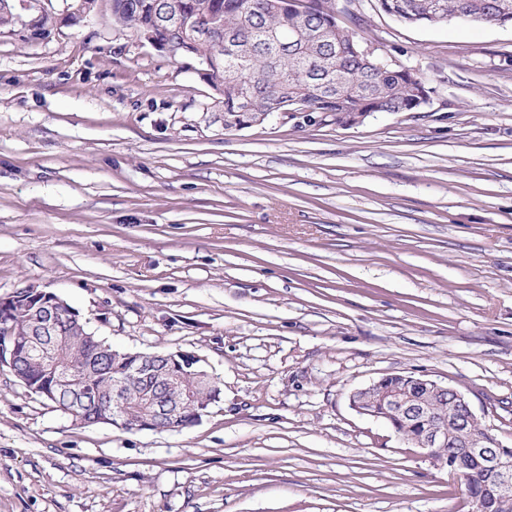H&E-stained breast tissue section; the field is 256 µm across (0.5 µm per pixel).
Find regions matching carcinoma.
I'll return each mask as SVG.
<instances>
[{
	"mask_svg": "<svg viewBox=\"0 0 512 512\" xmlns=\"http://www.w3.org/2000/svg\"><path fill=\"white\" fill-rule=\"evenodd\" d=\"M112 19L133 42L144 37L173 59L204 62L199 76L223 86L225 130L261 125L296 105L351 126L371 112H413L427 102L429 88L399 65L386 69L361 50L362 34L340 23L333 0H111ZM378 7L408 25L448 21L512 24V0H377ZM15 0H0V30L13 27ZM178 14L181 28L163 25ZM30 289L14 292L0 311V338L19 337L9 372L38 396L83 424L118 417L127 431H180L197 420L221 394V383L196 367L187 354L120 350L89 335L81 321L61 317L46 329ZM73 373L69 383L58 372ZM407 385L392 374L366 394L381 414L391 395ZM431 422L448 416V397L432 395ZM427 424L399 426L407 443L418 442ZM465 494L483 492L485 478L468 461L458 465Z\"/></svg>",
	"mask_w": 512,
	"mask_h": 512,
	"instance_id": "cac0c4a2",
	"label": "carcinoma"
}]
</instances>
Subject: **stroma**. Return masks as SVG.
<instances>
[{
    "mask_svg": "<svg viewBox=\"0 0 512 512\" xmlns=\"http://www.w3.org/2000/svg\"><path fill=\"white\" fill-rule=\"evenodd\" d=\"M350 4L426 81L415 112L228 132L194 62L97 0L0 33V296L55 293L223 392L179 432L78 425L0 372V512H472L350 395L394 373L462 393L512 447V26Z\"/></svg>",
    "mask_w": 512,
    "mask_h": 512,
    "instance_id": "stroma-1",
    "label": "stroma"
}]
</instances>
